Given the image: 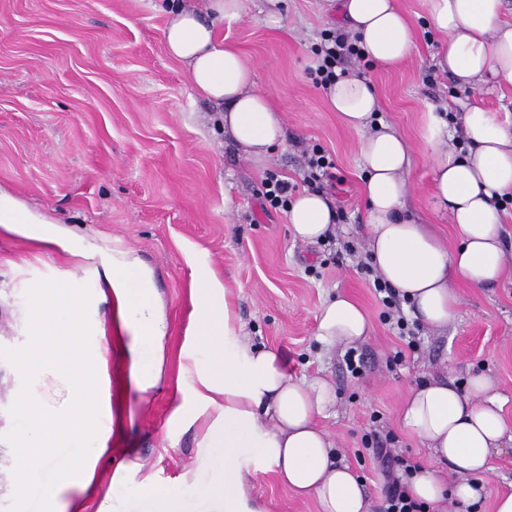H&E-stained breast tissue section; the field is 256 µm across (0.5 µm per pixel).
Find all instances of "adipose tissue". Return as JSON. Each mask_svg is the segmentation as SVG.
<instances>
[{"label":"adipose tissue","instance_id":"adipose-tissue-1","mask_svg":"<svg viewBox=\"0 0 512 512\" xmlns=\"http://www.w3.org/2000/svg\"><path fill=\"white\" fill-rule=\"evenodd\" d=\"M334 4L372 64L392 69L415 50L418 33L400 0ZM426 7L441 41L434 56L440 71L464 86H476L489 74L512 82V23L501 19L503 0H426ZM240 10L241 0H207L201 11L177 0L167 10L163 40L197 91L222 106L221 123L231 141L260 160L282 143L284 127L267 93L257 88L252 67L217 36V23L238 18ZM325 96L342 123L362 134L366 252L377 276L409 303L422 325L443 331L460 304L456 282L491 288L512 267L500 211L504 195L512 194V129L479 106L463 113L458 138L431 129L434 204L448 212L454 227L458 243L451 249L432 225L405 214L410 147L395 129L376 121L373 85L361 76L344 77L328 85ZM336 218L332 199L321 192L301 194L288 207L292 237L300 242L331 236ZM104 273L119 329L129 338L128 386L148 392L162 374L168 331L162 303L138 258L113 256ZM192 292L194 319L182 369L193 384L172 419L191 425L216 409L206 437L224 451L223 485L214 491L224 512H253L246 487L267 468L295 494L315 496L320 512H369L362 480L338 460L334 440L318 424L336 401L334 386L289 376L274 351L254 345L213 272L200 271ZM370 332L368 313L346 295L325 302L316 318V339L326 346L347 349ZM198 350L206 351V363H198ZM503 405L496 382L482 373L471 376L464 390L445 379L415 387L403 405V425L430 450L435 466L409 479L410 497L440 508L449 500L476 504L494 454L512 443Z\"/></svg>","mask_w":512,"mask_h":512}]
</instances>
